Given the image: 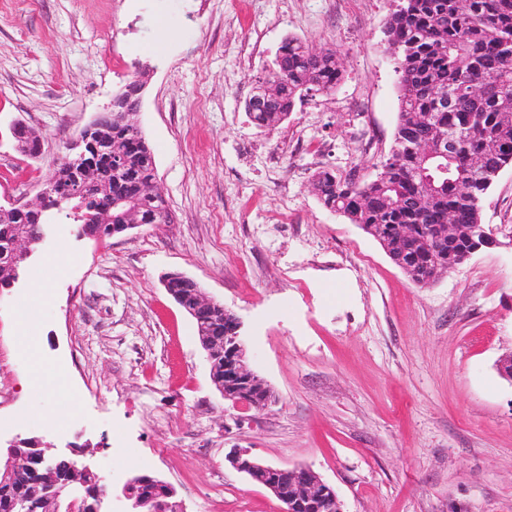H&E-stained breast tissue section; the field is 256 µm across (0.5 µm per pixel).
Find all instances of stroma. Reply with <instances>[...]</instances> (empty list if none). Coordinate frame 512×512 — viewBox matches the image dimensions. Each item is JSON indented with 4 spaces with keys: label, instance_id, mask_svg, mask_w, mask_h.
<instances>
[{
    "label": "stroma",
    "instance_id": "1",
    "mask_svg": "<svg viewBox=\"0 0 512 512\" xmlns=\"http://www.w3.org/2000/svg\"><path fill=\"white\" fill-rule=\"evenodd\" d=\"M388 0H0V197L34 200L57 157L142 80L136 116L171 221L82 237L47 225L0 288V441L77 451L113 487L171 483L186 512H279L225 466L234 446L303 465L344 512H512V247L485 248L420 286L356 225L327 210L313 175L372 178L398 117L384 45ZM291 37L331 45L346 75L260 131L244 110ZM373 145L363 149V134ZM483 224L512 229V166ZM196 280L234 311L275 404L235 425L195 324L161 283ZM49 298L33 303L39 285ZM33 306L43 393L28 386L18 305Z\"/></svg>",
    "mask_w": 512,
    "mask_h": 512
}]
</instances>
